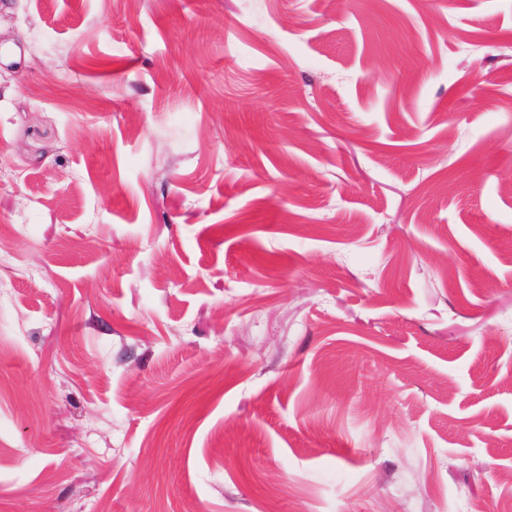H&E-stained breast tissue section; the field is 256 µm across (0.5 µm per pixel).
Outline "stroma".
Masks as SVG:
<instances>
[{
    "label": "stroma",
    "instance_id": "35a3bbf8",
    "mask_svg": "<svg viewBox=\"0 0 512 512\" xmlns=\"http://www.w3.org/2000/svg\"><path fill=\"white\" fill-rule=\"evenodd\" d=\"M512 0H0V512H507Z\"/></svg>",
    "mask_w": 512,
    "mask_h": 512
}]
</instances>
